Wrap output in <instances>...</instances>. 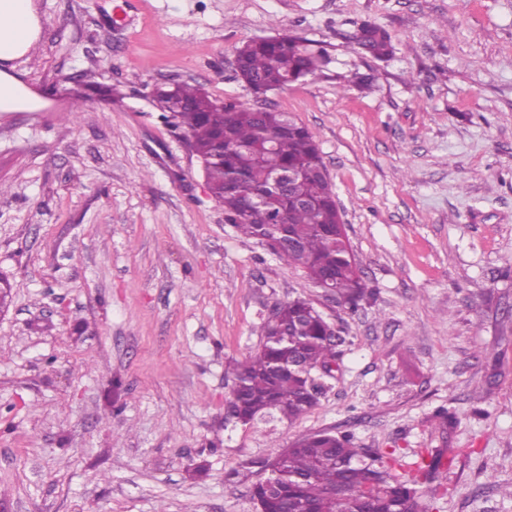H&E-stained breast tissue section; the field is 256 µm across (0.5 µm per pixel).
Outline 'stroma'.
<instances>
[{
    "mask_svg": "<svg viewBox=\"0 0 512 512\" xmlns=\"http://www.w3.org/2000/svg\"><path fill=\"white\" fill-rule=\"evenodd\" d=\"M35 7L15 66L47 105L0 113V506L255 512L227 473L331 430L406 465L440 454L426 512H512V0ZM364 20L389 56L354 44ZM278 34L330 53L266 103L316 137L375 291L354 312L225 223L153 101L188 82L253 105L235 51ZM297 298L345 338L328 390L294 422L225 425L234 365Z\"/></svg>",
    "mask_w": 512,
    "mask_h": 512,
    "instance_id": "obj_1",
    "label": "stroma"
}]
</instances>
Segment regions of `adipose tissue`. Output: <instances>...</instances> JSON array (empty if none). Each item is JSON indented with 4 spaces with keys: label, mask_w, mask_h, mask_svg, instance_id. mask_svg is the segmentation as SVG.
<instances>
[{
    "label": "adipose tissue",
    "mask_w": 512,
    "mask_h": 512,
    "mask_svg": "<svg viewBox=\"0 0 512 512\" xmlns=\"http://www.w3.org/2000/svg\"><path fill=\"white\" fill-rule=\"evenodd\" d=\"M41 31L34 0H0V112L43 109L46 105L21 79L5 70V63L23 57Z\"/></svg>",
    "instance_id": "ef3b65f1"
}]
</instances>
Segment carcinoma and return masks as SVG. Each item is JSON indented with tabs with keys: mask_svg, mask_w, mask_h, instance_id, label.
<instances>
[{
	"mask_svg": "<svg viewBox=\"0 0 512 512\" xmlns=\"http://www.w3.org/2000/svg\"><path fill=\"white\" fill-rule=\"evenodd\" d=\"M355 44L382 58L392 51L389 34L370 22L358 25ZM236 73L254 94L282 90L316 77L330 63L298 36L250 40L236 49ZM154 98L161 119L180 128L194 149L209 192L224 219L241 234L278 243L274 254L298 265L314 282L336 286V296L353 310L372 290L353 267L341 234V218L326 166L306 127L269 106L217 102L201 87L174 83ZM288 169L299 182L277 193L268 177ZM275 319L260 326L261 348L233 369L224 424L252 428L293 422L318 403L325 389L320 369L335 360L345 341L306 300L280 302ZM393 453L354 446L348 432L322 430L302 436L271 459L251 460L233 470L267 474L252 484L251 499L267 512H418L432 493L397 472ZM440 455H421L412 466L434 479Z\"/></svg>",
	"mask_w": 512,
	"mask_h": 512,
	"instance_id": "obj_1",
	"label": "carcinoma"
}]
</instances>
